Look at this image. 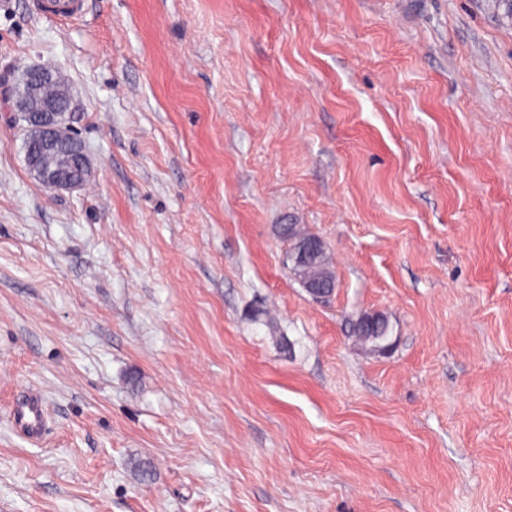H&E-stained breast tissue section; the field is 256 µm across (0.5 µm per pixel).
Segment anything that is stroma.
<instances>
[{
  "label": "stroma",
  "instance_id": "1",
  "mask_svg": "<svg viewBox=\"0 0 512 512\" xmlns=\"http://www.w3.org/2000/svg\"><path fill=\"white\" fill-rule=\"evenodd\" d=\"M29 2L0 0V85L61 71L92 174L45 188L0 107V512H512L495 0ZM31 11L39 18L71 22L86 13V0H31ZM14 428L31 442L39 441L46 430L45 405L41 398L28 394L12 409Z\"/></svg>",
  "mask_w": 512,
  "mask_h": 512
}]
</instances>
